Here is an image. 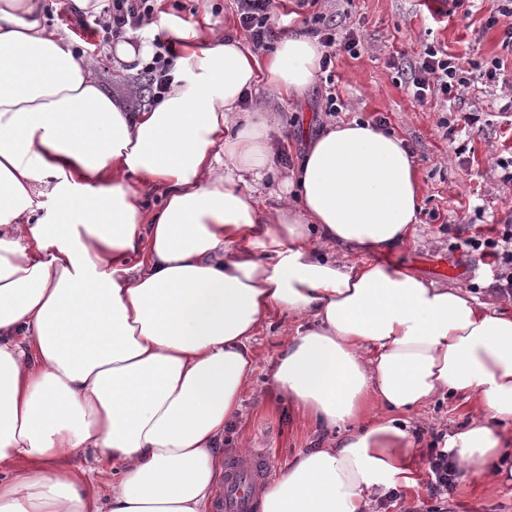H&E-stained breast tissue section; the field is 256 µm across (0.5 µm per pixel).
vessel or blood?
Instances as JSON below:
<instances>
[{
	"label": "vessel or blood",
	"mask_w": 512,
	"mask_h": 512,
	"mask_svg": "<svg viewBox=\"0 0 512 512\" xmlns=\"http://www.w3.org/2000/svg\"><path fill=\"white\" fill-rule=\"evenodd\" d=\"M270 466L267 450H248L246 459L232 458L224 466V487L215 512H252L257 491Z\"/></svg>",
	"instance_id": "b4317fda"
}]
</instances>
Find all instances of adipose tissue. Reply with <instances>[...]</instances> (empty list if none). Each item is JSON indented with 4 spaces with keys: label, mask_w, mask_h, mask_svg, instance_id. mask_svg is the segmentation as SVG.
<instances>
[{
    "label": "adipose tissue",
    "mask_w": 512,
    "mask_h": 512,
    "mask_svg": "<svg viewBox=\"0 0 512 512\" xmlns=\"http://www.w3.org/2000/svg\"><path fill=\"white\" fill-rule=\"evenodd\" d=\"M44 14V0H0V472L15 474L0 512H100L69 464L85 448L120 474L110 512H204L255 370L247 343L283 313L309 322L274 382L337 436L271 480L259 512H366L371 494L411 484L402 415L441 393L475 401L446 447L488 472L512 443V314L376 261L415 240L404 141L341 122L286 178L292 198L260 206L277 124L241 99L263 82L302 97L317 39L297 30L259 54L159 14L152 34L182 44L174 79L129 112ZM135 178L162 196L154 212ZM44 195L54 208L39 217Z\"/></svg>",
    "instance_id": "ef3b65f1"
}]
</instances>
